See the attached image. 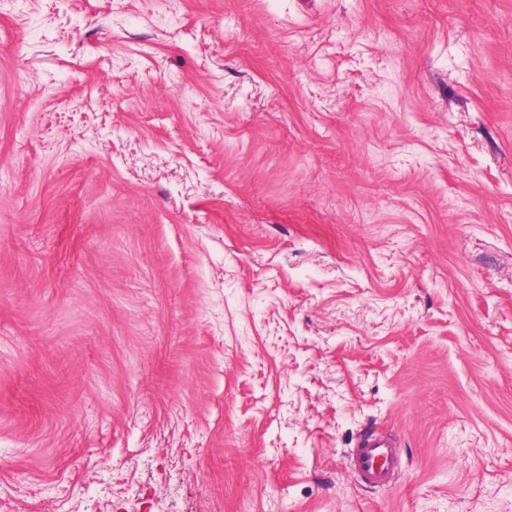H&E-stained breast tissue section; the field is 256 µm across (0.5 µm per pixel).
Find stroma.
Instances as JSON below:
<instances>
[{"label": "stroma", "instance_id": "obj_1", "mask_svg": "<svg viewBox=\"0 0 512 512\" xmlns=\"http://www.w3.org/2000/svg\"><path fill=\"white\" fill-rule=\"evenodd\" d=\"M95 472L512 512V0H0V499ZM394 446L390 438L367 432L359 445L348 453V464L356 479L373 488L390 485L395 463Z\"/></svg>", "mask_w": 512, "mask_h": 512}]
</instances>
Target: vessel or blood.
Returning a JSON list of instances; mask_svg holds the SVG:
<instances>
[{
	"instance_id": "obj_1",
	"label": "vessel or blood",
	"mask_w": 512,
	"mask_h": 512,
	"mask_svg": "<svg viewBox=\"0 0 512 512\" xmlns=\"http://www.w3.org/2000/svg\"><path fill=\"white\" fill-rule=\"evenodd\" d=\"M394 463L393 441L372 431L367 432L359 445L348 453V464L356 479L373 488L390 484Z\"/></svg>"
}]
</instances>
